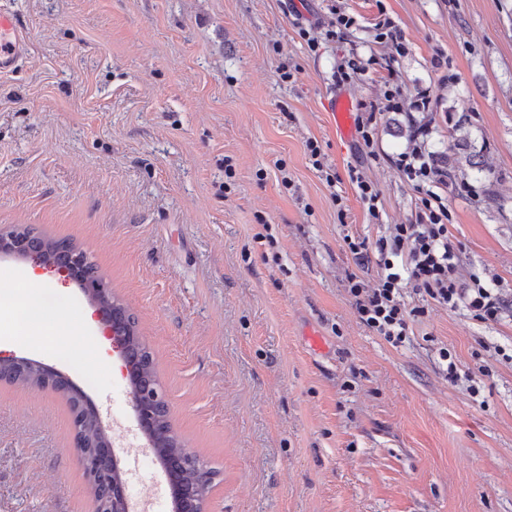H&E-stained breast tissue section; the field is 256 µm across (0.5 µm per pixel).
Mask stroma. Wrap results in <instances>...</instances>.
I'll use <instances>...</instances> for the list:
<instances>
[{
	"label": "stroma",
	"instance_id": "obj_1",
	"mask_svg": "<svg viewBox=\"0 0 512 512\" xmlns=\"http://www.w3.org/2000/svg\"><path fill=\"white\" fill-rule=\"evenodd\" d=\"M0 0L28 39L0 74V232L68 237L138 321L173 429L216 476L204 512H512V316L429 305L392 347L359 320L344 238L414 223L420 194L390 159L406 125L377 118L374 151L341 136L388 85L432 97V151L475 167L438 188L463 282L512 294V0ZM406 51L375 40L380 19ZM325 35L309 50L301 29ZM366 70L337 85L350 57ZM290 79H282V72ZM320 147L312 160L307 141ZM379 192L371 218L349 177ZM45 348L0 310L11 354L56 367L104 421L133 428L127 378L71 279ZM471 379L450 384L440 349ZM63 395L0 381V512H94ZM125 492L161 484L122 457ZM327 112H331L336 118V127L342 135H346L350 128V111L351 101L350 98L338 94L327 98L324 102Z\"/></svg>",
	"mask_w": 512,
	"mask_h": 512
}]
</instances>
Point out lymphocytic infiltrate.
I'll return each instance as SVG.
<instances>
[{
  "label": "lymphocytic infiltrate",
  "mask_w": 512,
  "mask_h": 512,
  "mask_svg": "<svg viewBox=\"0 0 512 512\" xmlns=\"http://www.w3.org/2000/svg\"><path fill=\"white\" fill-rule=\"evenodd\" d=\"M416 112L408 116L409 146L394 157L395 167L417 189L422 190L421 211L416 223L395 225L389 236L369 241L345 237L344 243L355 264L374 265L376 282L367 285L357 275L347 280L361 323L398 347L406 340L409 323L423 314L420 306L406 300L407 293L426 294L449 309L465 307L481 322L501 319L512 310V301L480 283L463 285L458 276L460 250L448 240V210L435 188L444 184L448 171L441 168L428 141L432 123L425 114L431 109L426 92H418Z\"/></svg>",
  "instance_id": "f902f5d3"
}]
</instances>
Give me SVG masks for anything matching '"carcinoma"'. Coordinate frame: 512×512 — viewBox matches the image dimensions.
Masks as SVG:
<instances>
[{"label": "carcinoma", "instance_id": "cac0c4a2", "mask_svg": "<svg viewBox=\"0 0 512 512\" xmlns=\"http://www.w3.org/2000/svg\"><path fill=\"white\" fill-rule=\"evenodd\" d=\"M17 249L23 252H44L56 264H67L76 254V248L66 239H48L36 233L31 227H21L12 232ZM102 298L112 304V324L121 335L128 339V354L133 364L131 384L134 387L152 390L157 386L152 353L142 343L136 324L126 308L115 301L109 288H103ZM25 387H43L39 369L33 365L0 368V379ZM77 440L87 454L89 468L103 472L111 468V461L104 443L98 436V428L92 411L82 407ZM154 452L164 465H171L177 471L173 483L178 496L180 512H200V505L210 488L212 472L206 469L197 457L188 452L173 431L165 403H160L154 413L150 430Z\"/></svg>", "mask_w": 512, "mask_h": 512}]
</instances>
